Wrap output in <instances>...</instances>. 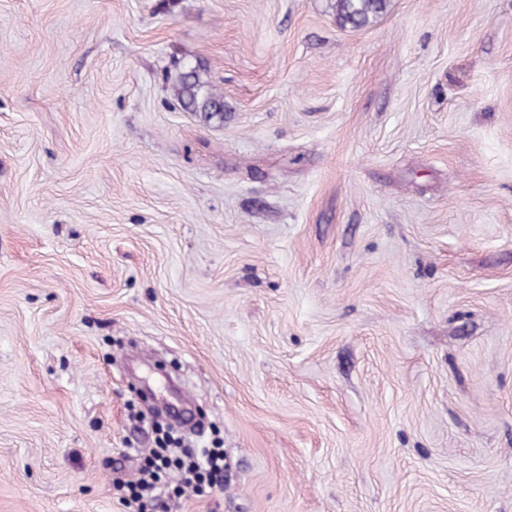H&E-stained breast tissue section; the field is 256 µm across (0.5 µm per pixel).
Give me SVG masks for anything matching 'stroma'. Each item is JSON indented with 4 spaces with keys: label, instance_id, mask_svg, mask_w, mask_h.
<instances>
[{
    "label": "stroma",
    "instance_id": "obj_1",
    "mask_svg": "<svg viewBox=\"0 0 512 512\" xmlns=\"http://www.w3.org/2000/svg\"><path fill=\"white\" fill-rule=\"evenodd\" d=\"M163 360L172 512H512V0H0V512H128ZM387 0H334L332 8L343 26L353 28L367 26L370 21L383 12ZM172 89L178 102L190 112L200 114L205 123H224V95L199 65L184 66L175 75ZM184 454V461L173 463L151 453L140 459L136 479L115 482L130 512H167L171 492L224 480L222 448H185Z\"/></svg>",
    "mask_w": 512,
    "mask_h": 512
}]
</instances>
